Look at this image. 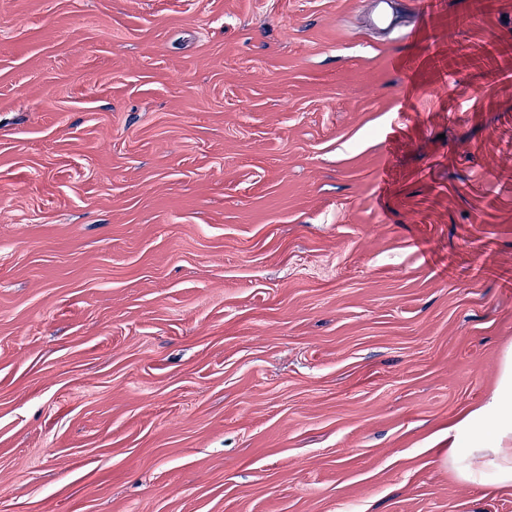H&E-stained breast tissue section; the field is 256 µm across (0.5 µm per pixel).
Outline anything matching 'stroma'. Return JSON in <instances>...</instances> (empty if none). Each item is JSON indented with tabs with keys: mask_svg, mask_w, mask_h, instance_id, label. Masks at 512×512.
Returning <instances> with one entry per match:
<instances>
[{
	"mask_svg": "<svg viewBox=\"0 0 512 512\" xmlns=\"http://www.w3.org/2000/svg\"><path fill=\"white\" fill-rule=\"evenodd\" d=\"M0 0V512H512V0ZM445 461L459 479L512 487V349L501 363L498 384L481 407L469 411Z\"/></svg>",
	"mask_w": 512,
	"mask_h": 512,
	"instance_id": "stroma-1",
	"label": "stroma"
}]
</instances>
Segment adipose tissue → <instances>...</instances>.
Segmentation results:
<instances>
[{"mask_svg":"<svg viewBox=\"0 0 512 512\" xmlns=\"http://www.w3.org/2000/svg\"><path fill=\"white\" fill-rule=\"evenodd\" d=\"M459 428L446 458L458 478L512 487V349L503 356L498 384L486 403L469 411Z\"/></svg>","mask_w":512,"mask_h":512,"instance_id":"ef3b65f1","label":"adipose tissue"}]
</instances>
